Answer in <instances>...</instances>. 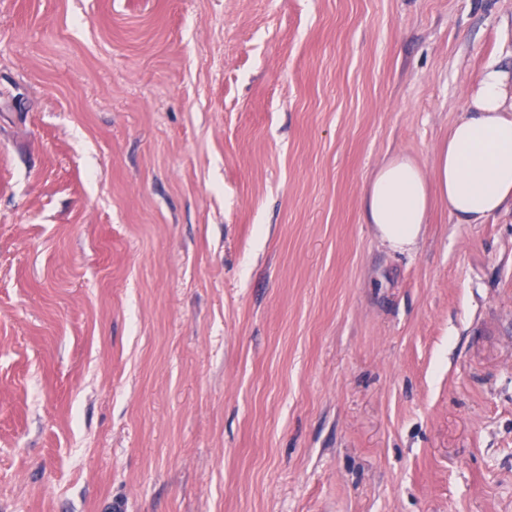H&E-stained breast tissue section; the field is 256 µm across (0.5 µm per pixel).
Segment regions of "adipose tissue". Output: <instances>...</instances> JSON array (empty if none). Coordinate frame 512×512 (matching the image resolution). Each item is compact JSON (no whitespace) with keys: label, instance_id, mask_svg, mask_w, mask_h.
Here are the masks:
<instances>
[{"label":"adipose tissue","instance_id":"adipose-tissue-1","mask_svg":"<svg viewBox=\"0 0 512 512\" xmlns=\"http://www.w3.org/2000/svg\"><path fill=\"white\" fill-rule=\"evenodd\" d=\"M365 221L389 249L417 245L433 203L461 224H481L512 207V69L488 64L468 105L425 171L399 154L384 161L364 189Z\"/></svg>","mask_w":512,"mask_h":512}]
</instances>
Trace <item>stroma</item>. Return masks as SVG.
<instances>
[{"label": "stroma", "instance_id": "stroma-1", "mask_svg": "<svg viewBox=\"0 0 512 512\" xmlns=\"http://www.w3.org/2000/svg\"><path fill=\"white\" fill-rule=\"evenodd\" d=\"M512 0H0V512H512V208L366 224Z\"/></svg>", "mask_w": 512, "mask_h": 512}]
</instances>
